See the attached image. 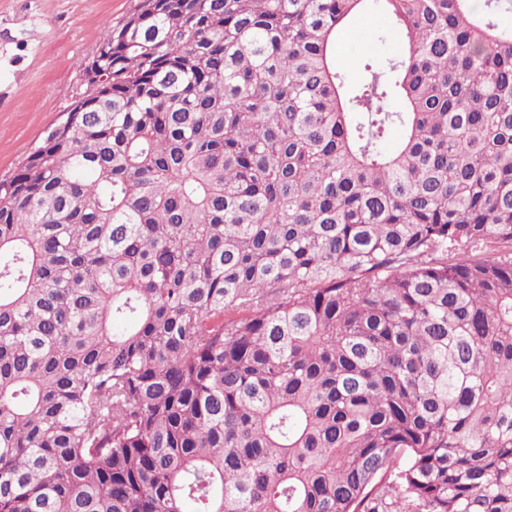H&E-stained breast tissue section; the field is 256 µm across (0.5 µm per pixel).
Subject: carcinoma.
<instances>
[{"label":"carcinoma","instance_id":"obj_1","mask_svg":"<svg viewBox=\"0 0 512 512\" xmlns=\"http://www.w3.org/2000/svg\"><path fill=\"white\" fill-rule=\"evenodd\" d=\"M505 5L103 34L89 107L0 179V512H512ZM368 9L403 50L352 87Z\"/></svg>","mask_w":512,"mask_h":512}]
</instances>
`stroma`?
<instances>
[{"instance_id": "stroma-1", "label": "stroma", "mask_w": 512, "mask_h": 512, "mask_svg": "<svg viewBox=\"0 0 512 512\" xmlns=\"http://www.w3.org/2000/svg\"><path fill=\"white\" fill-rule=\"evenodd\" d=\"M144 7L145 0H0V177L63 121L102 33ZM360 20L364 35L350 24L336 40V66L353 83L365 63L384 65L400 49L387 15L370 10Z\"/></svg>"}]
</instances>
